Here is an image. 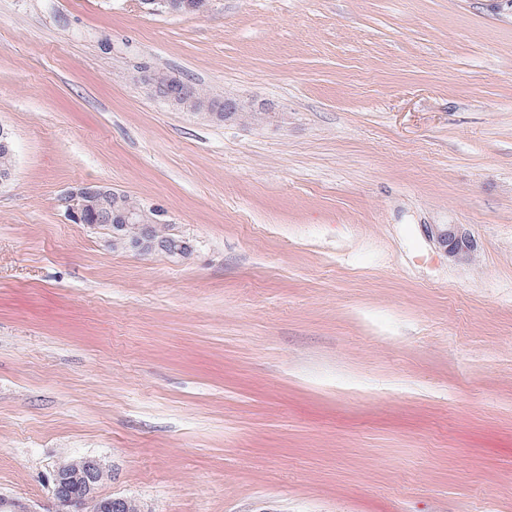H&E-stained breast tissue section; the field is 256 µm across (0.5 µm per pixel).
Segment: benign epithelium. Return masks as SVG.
Returning <instances> with one entry per match:
<instances>
[{
  "mask_svg": "<svg viewBox=\"0 0 512 512\" xmlns=\"http://www.w3.org/2000/svg\"><path fill=\"white\" fill-rule=\"evenodd\" d=\"M171 106L189 112L204 113L215 120H237L243 112L271 113L273 107L267 103H243L227 98L224 107L218 111L210 103L178 95L164 97ZM106 189L102 184H78L58 195L56 206L74 224L91 227L112 228L116 224H158L159 211L155 209L120 212L108 219L99 211V202ZM438 238L448 249V256L456 262L470 263L476 254V241L463 224H450L439 231ZM109 475L100 460L82 457L75 462L58 464L52 474V495L58 504L57 512H119L126 503L124 496L102 497L99 495V481Z\"/></svg>",
  "mask_w": 512,
  "mask_h": 512,
  "instance_id": "benign-epithelium-1",
  "label": "benign epithelium"
}]
</instances>
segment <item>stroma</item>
Masks as SVG:
<instances>
[{"label":"stroma","instance_id":"1","mask_svg":"<svg viewBox=\"0 0 512 512\" xmlns=\"http://www.w3.org/2000/svg\"><path fill=\"white\" fill-rule=\"evenodd\" d=\"M144 64L281 118L173 109ZM0 124L1 498L54 512L94 457L147 512H512V10L0 0ZM88 183L190 252L70 223ZM118 208L128 210L129 212H120L112 218L113 224H120V229L117 231L118 235H112V246L126 248L131 242V247H127L133 251L139 253L152 252L159 248V245L153 240V237L160 244L162 248H176L177 242L181 241V238L174 233H170L169 225L162 224L157 218L161 216L160 211L156 209H141L140 203L134 200L131 196L121 192ZM132 210V211H130ZM146 224V230L143 236L139 239L142 231V225ZM151 224V233L147 230ZM137 239V240H136ZM135 240V241H134ZM438 238L448 249V256L456 262L470 263L476 254V241L464 224H448L439 231Z\"/></svg>","mask_w":512,"mask_h":512}]
</instances>
